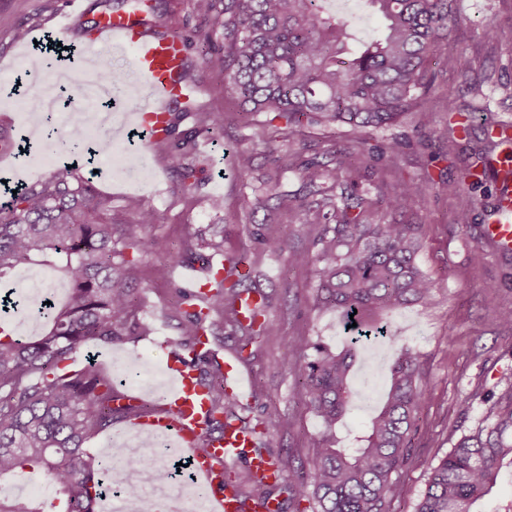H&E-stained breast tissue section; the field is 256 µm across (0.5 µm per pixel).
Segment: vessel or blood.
Instances as JSON below:
<instances>
[{"label":"vessel or blood","mask_w":512,"mask_h":512,"mask_svg":"<svg viewBox=\"0 0 512 512\" xmlns=\"http://www.w3.org/2000/svg\"><path fill=\"white\" fill-rule=\"evenodd\" d=\"M109 42L133 52L136 68L146 78L149 103L129 108L120 103L119 111H133L134 125L150 140H158L165 132L168 106L176 99L190 98L194 92L184 79L185 47L175 34L164 38L150 34L142 16L125 12L99 23L92 40L78 50L74 65H84L96 44ZM497 187L503 194L497 207L491 208L483 226L485 238L498 250L512 251V162L503 161L497 168ZM168 386L157 395L164 407L163 414L139 417L133 431L169 438L175 451L186 453L192 460L197 480L195 491L209 512H276L272 499L243 497L227 478L232 462L245 459L248 468L266 482L276 483L281 474L266 455L256 454V434L239 423L225 425L219 434L207 431L211 410L208 394L197 378L192 364L179 352H170L167 362ZM224 383L237 397H246L250 386L243 377L236 359L224 361Z\"/></svg>","instance_id":"b4317fda"}]
</instances>
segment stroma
<instances>
[{
  "instance_id": "35a3bbf8",
  "label": "stroma",
  "mask_w": 512,
  "mask_h": 512,
  "mask_svg": "<svg viewBox=\"0 0 512 512\" xmlns=\"http://www.w3.org/2000/svg\"><path fill=\"white\" fill-rule=\"evenodd\" d=\"M63 0H0V128L19 138L31 127H39L45 149L28 148L21 161L0 160V177H19L31 184L51 174L42 163L44 152L76 127L71 110L42 121L36 105L40 85L24 84L20 94L10 91L16 75L40 68V56L48 50ZM141 9H154L169 32L183 36L186 44L187 80L197 86L191 112L181 105L179 130L190 129L198 112L221 113L234 107L224 93L222 76L206 66L197 52V34L205 22L192 0H138ZM459 21L448 35L450 55L465 52L470 68L461 73L449 59L431 60L436 79L427 105L406 115L400 124L371 134L368 144L376 146L389 139L404 141L395 162L365 155L347 175L360 188L387 189L397 181L429 175L428 192L407 210L387 215L391 224L420 227L421 248L417 262L437 284L436 301L424 308L411 305L394 311L391 322L398 333L396 345L409 346L421 355L428 383V398L411 433L410 460L400 475L405 497L400 512L413 508L431 473L456 440L475 428L483 417L481 394L512 380V255L498 252L483 237L485 212L493 201L495 184L484 178L481 184L459 182L460 171L468 164V148L484 145L489 124L512 125V0H459ZM493 27V37H485V27ZM28 29L20 39L17 29ZM96 56H107L115 70L124 73L126 87L134 91L132 106L148 102L146 80L134 65L131 52L101 45ZM457 109H445L447 100ZM453 133L458 149H449L444 137ZM351 138L347 130L308 129L299 137L300 160L314 159L333 164L338 150ZM126 157L144 158L139 176L115 174L105 168V155L94 160L79 158L78 173L93 176L100 195L112 206V220L129 221V199L137 198L152 209L157 218L149 233L153 248L139 262L135 295L138 316L145 328L143 336L116 340L95 347L94 353L108 375H115L114 355L139 360L138 370L151 373L166 366L173 348L189 349L180 321L173 311L181 293L191 292L187 274H200L199 265L178 260L184 244L197 240L211 224L224 231V256L242 252L256 256L262 271L261 290L267 298L266 312L281 330L237 353L232 330L212 342V358L240 355L239 366L252 381L253 398L247 403L251 419L287 417V429L264 437L265 449L273 455L291 457L296 465L307 464L314 454L324 425L311 410L295 383V368L302 355L289 348L292 336L322 339L342 347L345 334L333 310L319 306L316 283L311 273L289 266L286 256L263 250L253 233L269 220L263 196L243 188L238 178L241 166L253 177L271 170V157L251 128L237 122L225 124L221 137L198 146L195 157L196 184L184 189L177 165L166 140L149 143L117 140ZM456 190H449V183ZM224 199L223 211H213L211 197ZM468 212L469 222L460 225L457 215ZM495 284L496 298L486 297L488 284ZM393 346L372 343L356 353L351 380L356 395L336 425L342 447L351 448L379 407L389 384Z\"/></svg>"
}]
</instances>
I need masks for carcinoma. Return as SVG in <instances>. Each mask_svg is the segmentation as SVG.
<instances>
[{
  "mask_svg": "<svg viewBox=\"0 0 512 512\" xmlns=\"http://www.w3.org/2000/svg\"><path fill=\"white\" fill-rule=\"evenodd\" d=\"M329 2L194 0L209 26L198 45L204 61L220 57L224 91L239 101L240 122L249 125L265 116L261 136L275 154L272 179L296 168L294 136L303 127H348L356 134L336 155L335 169L301 166L305 194L271 195L290 224H306L308 214L316 213L323 230L314 254L288 246L280 221L262 225L256 236L264 249L287 254L288 265L311 268L318 303L340 311L345 325L356 324V336L340 351L321 340L288 338L291 348L313 351L296 385L324 424L309 471L288 481L291 499L312 502V512H394L403 494L394 475L408 463L410 433L426 398L421 356L408 347L398 351L382 404L356 447H336L334 428L353 398L351 367L359 338L388 336L380 314L431 304L435 284L417 263L419 225L366 215L368 201L357 182L341 175L363 155L371 131L398 125L427 102L428 61L448 58V32L458 13L456 0H363L380 26L352 50L349 25ZM214 33L224 38L219 48ZM101 75L114 87L125 82L107 57L101 58ZM225 121L221 113L198 112L185 132L177 134L175 124L169 125L184 188L196 184L197 134ZM486 141L472 152L475 160L461 179L486 167L488 153L499 145L489 132ZM429 184L425 175L410 177L397 191L381 194L378 203L387 214L401 212ZM129 209L136 215L133 223H112L92 183L66 168L18 188L0 207V285L13 283L14 271L32 263L67 277L70 285L69 299L49 312L38 338L24 339L9 325L0 326V512H94L111 485H124L123 471L112 470L84 444L137 407L114 405L121 396L94 361L77 369L69 361L89 342L140 335L128 283L136 279L139 256L153 245L147 229L156 216L138 199ZM200 246L209 250L203 270L214 294L178 301L182 335L194 345L202 337L216 338L227 325L239 336L242 352L276 333L263 303L249 321L237 318L236 304L256 288L258 262L243 254L224 264V240L217 234L201 239ZM204 385L212 405L208 430L240 420L239 400L224 387L220 364H213ZM33 476L45 478L55 495L25 507L15 485ZM503 478L512 482V382L491 392L478 426L439 459L413 512H478Z\"/></svg>",
  "mask_w": 512,
  "mask_h": 512,
  "instance_id": "cac0c4a2",
  "label": "carcinoma"
}]
</instances>
